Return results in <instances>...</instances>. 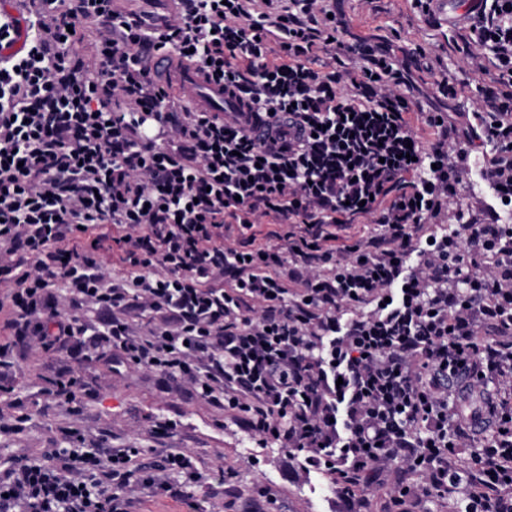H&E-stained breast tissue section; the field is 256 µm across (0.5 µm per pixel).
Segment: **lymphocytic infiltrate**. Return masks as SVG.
<instances>
[{
    "label": "lymphocytic infiltrate",
    "instance_id": "1",
    "mask_svg": "<svg viewBox=\"0 0 512 512\" xmlns=\"http://www.w3.org/2000/svg\"><path fill=\"white\" fill-rule=\"evenodd\" d=\"M181 2L151 32L112 0H36L14 54L0 0L7 328L78 362L104 342L191 386L357 512L381 487L390 512H512V0L465 12L466 62L497 78L463 125L420 118L404 65L338 41L327 0ZM152 42L251 111L171 99ZM475 177L493 199L479 215L457 193ZM199 477L179 448L150 466L48 448L0 468V512H128Z\"/></svg>",
    "mask_w": 512,
    "mask_h": 512
}]
</instances>
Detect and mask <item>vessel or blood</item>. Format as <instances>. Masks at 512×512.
Masks as SVG:
<instances>
[{"label":"vessel or blood","mask_w":512,"mask_h":512,"mask_svg":"<svg viewBox=\"0 0 512 512\" xmlns=\"http://www.w3.org/2000/svg\"><path fill=\"white\" fill-rule=\"evenodd\" d=\"M158 11L149 15L136 12L131 5L119 6V13L130 22L146 25L163 24L166 18L178 12L175 0H158ZM151 72L157 73L172 97L184 100L196 112H245L249 106L238 101L222 86L209 82L197 67L190 63H178L174 55L159 48L151 49L146 57Z\"/></svg>","instance_id":"vessel-or-blood-1"}]
</instances>
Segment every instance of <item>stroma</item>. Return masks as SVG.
Masks as SVG:
<instances>
[{"label":"stroma","instance_id":"1","mask_svg":"<svg viewBox=\"0 0 512 512\" xmlns=\"http://www.w3.org/2000/svg\"><path fill=\"white\" fill-rule=\"evenodd\" d=\"M335 3L337 18L346 22L337 32L339 39L385 44L407 62L415 48L426 49L432 71L411 75L409 95L417 107L481 111L483 98L475 85L491 78L474 75L463 61L468 34L463 8L449 9L448 20L431 27L411 0ZM446 75L456 83V98L437 89ZM14 354V367L0 376V418L12 426L0 431V460L21 449L37 457L47 448L69 447L67 432L76 429L86 447L103 439L115 448L140 449L147 462L166 448L191 454L201 478L188 485L186 499L143 496L134 512H210L217 492L226 512H348L322 475L305 471L299 459L275 443L252 438L223 408L152 370L113 371L110 348L90 351L69 404L52 393L56 373L66 363L63 356L30 343L18 344Z\"/></svg>","mask_w":512,"mask_h":512}]
</instances>
